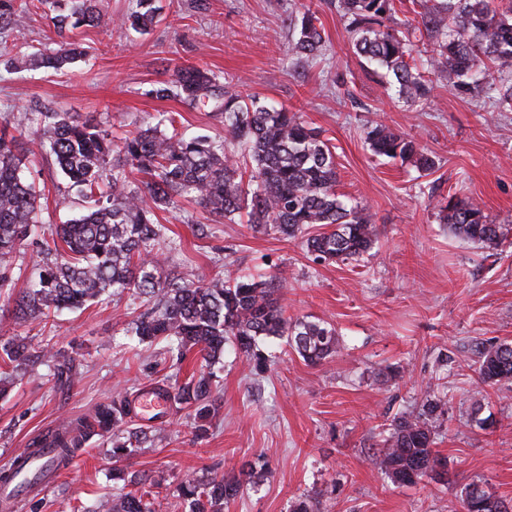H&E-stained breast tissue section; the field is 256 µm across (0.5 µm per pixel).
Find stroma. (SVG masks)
Instances as JSON below:
<instances>
[{
	"mask_svg": "<svg viewBox=\"0 0 512 512\" xmlns=\"http://www.w3.org/2000/svg\"><path fill=\"white\" fill-rule=\"evenodd\" d=\"M158 23L146 34L110 27L70 32L85 57L64 71L17 67L11 57L33 46L57 48L61 37L47 7L19 14L0 31V117L32 133L40 112H70L120 139L160 112L179 131L224 134L210 106L157 98L174 65L214 72L242 97L298 111L336 151L337 191L368 209L374 248L359 261L315 262L301 238L253 228L245 219L216 224L193 198L159 211L167 270L211 278L270 273L285 285L289 315L333 324L339 346L310 365L283 339L267 340L271 357L253 370L233 347L217 373V417L197 437L187 410L134 417L161 432L152 446L115 458L92 439L73 466L59 470L50 492H32L23 512H90L112 495V470L146 474L174 490L185 475L240 477L243 492L224 512H292L314 495L320 512H464L462 490L484 485L512 499V383L479 384L474 347L512 343V112L456 96L441 78L428 100L392 101L380 78L350 48L348 21L336 0H156ZM315 10L327 49L309 67L286 57L289 18ZM380 122L415 138L434 157L433 171L374 156L366 125ZM23 171L42 192L39 219L61 224L83 201L52 157L26 155ZM455 193L481 202L505 227L499 247L455 236L432 195ZM136 295H109L84 309L43 321L0 299V343L41 341L73 356L78 379L55 383L40 363L17 371L0 399V471L19 449L94 413L113 397L137 400L155 387L186 382L203 362L175 368L156 347L130 336ZM140 359L128 360L130 347ZM440 397L432 418L445 479L393 484L372 464L392 419L417 414L428 394ZM490 419V430L472 423Z\"/></svg>",
	"mask_w": 512,
	"mask_h": 512,
	"instance_id": "stroma-1",
	"label": "stroma"
}]
</instances>
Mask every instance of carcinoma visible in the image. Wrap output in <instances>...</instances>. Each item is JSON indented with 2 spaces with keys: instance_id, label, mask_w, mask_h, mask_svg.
<instances>
[{
  "instance_id": "carcinoma-1",
  "label": "carcinoma",
  "mask_w": 512,
  "mask_h": 512,
  "mask_svg": "<svg viewBox=\"0 0 512 512\" xmlns=\"http://www.w3.org/2000/svg\"><path fill=\"white\" fill-rule=\"evenodd\" d=\"M153 0H139V9L123 17L122 25L141 34L157 22ZM433 0L424 11L397 23L405 0H337L349 21L354 53L373 72H382L389 96L407 104L428 98L430 76L448 72L457 94L488 102L500 112H512V0ZM51 17L57 31L106 22L104 0H54ZM310 10L291 21L295 36L286 55L309 61L322 52L325 39ZM432 39L425 54L413 56L414 39ZM81 51L64 42L53 53L35 52L29 64L61 69L74 63ZM158 98L175 95L189 103L205 98L224 113L225 138L187 137L170 133L172 116H162L116 144L96 126L69 112L37 113V129L28 151L54 158L63 175L79 188L90 205L65 224L51 225L41 239L46 261L16 306L37 317L50 312L81 309L106 293L132 291L143 298L144 309L131 320L138 343L156 345L163 360L182 364L191 353L211 370L194 376L174 391L161 388L180 407L201 421L198 432L216 415L212 371L231 343L261 371L266 358L258 348L265 338L287 339L302 359L317 364L336 352V328L325 321L288 317L282 304L283 283L275 276L212 278L194 274L172 276L156 246L162 226L156 211L191 196L219 223L246 210L256 228L294 238L305 237L313 260L338 263L368 253L377 240L367 210L342 200L336 192V156L319 133L296 112L257 98L244 100L223 91L216 77L195 66H176L172 78L153 89ZM365 139L377 156L414 163L422 171L435 160L414 139L379 123L366 127ZM18 137L0 120V299L13 290L14 255L34 236L40 221L34 184L22 174L15 154ZM440 220L457 236L484 247L498 246L504 236L484 209L470 198L448 195L436 201ZM477 371L481 383L493 386L512 381V343L479 346ZM45 364L56 382L70 383L75 373L69 362L41 345H0V361L18 370L31 360ZM439 401L428 398L422 412L392 420L373 461L393 483L411 486L435 477L441 462L435 450L430 417ZM131 401L122 397L50 437L58 449L55 466H69L93 435L112 440V454L148 440L147 432L129 426ZM129 483L149 486L136 494L115 493L104 512H154L153 489L158 484L145 474ZM243 481L187 477L176 490L174 510L223 512L242 492ZM466 512H512V502L495 497L482 485L464 490Z\"/></svg>"
}]
</instances>
